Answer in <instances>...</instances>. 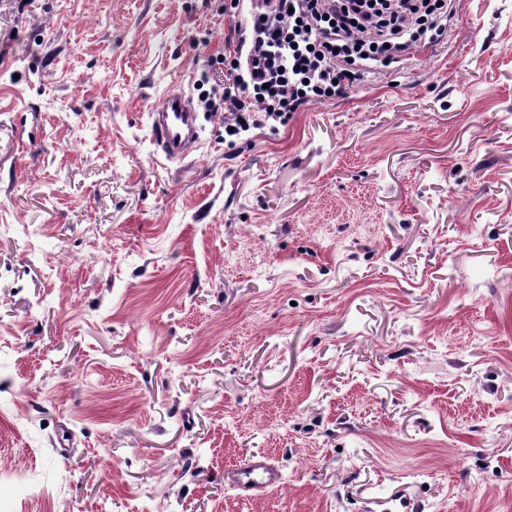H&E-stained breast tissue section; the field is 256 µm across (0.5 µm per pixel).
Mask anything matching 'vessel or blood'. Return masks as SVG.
Here are the masks:
<instances>
[{
	"label": "vessel or blood",
	"instance_id": "vessel-or-blood-1",
	"mask_svg": "<svg viewBox=\"0 0 512 512\" xmlns=\"http://www.w3.org/2000/svg\"><path fill=\"white\" fill-rule=\"evenodd\" d=\"M155 140L167 161L185 158L199 143L201 126L192 97L181 86L170 87L161 106L150 114ZM227 478L240 496L278 484L279 469L263 456L252 457L228 472Z\"/></svg>",
	"mask_w": 512,
	"mask_h": 512
}]
</instances>
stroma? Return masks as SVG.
<instances>
[{"label":"stroma","instance_id":"1","mask_svg":"<svg viewBox=\"0 0 512 512\" xmlns=\"http://www.w3.org/2000/svg\"><path fill=\"white\" fill-rule=\"evenodd\" d=\"M451 7L172 164L245 7L0 0V512H512V0ZM150 118L155 140L167 161L185 158L200 142L199 113L180 85L166 91L161 106L150 113ZM228 481L241 497L274 486L282 480L279 469L264 456H254L227 473Z\"/></svg>","mask_w":512,"mask_h":512}]
</instances>
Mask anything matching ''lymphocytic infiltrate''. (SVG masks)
<instances>
[{"label": "lymphocytic infiltrate", "instance_id": "obj_1", "mask_svg": "<svg viewBox=\"0 0 512 512\" xmlns=\"http://www.w3.org/2000/svg\"><path fill=\"white\" fill-rule=\"evenodd\" d=\"M446 0H275L224 47L233 77L207 111L241 133L346 94L372 63L387 66L416 36L440 28Z\"/></svg>", "mask_w": 512, "mask_h": 512}]
</instances>
